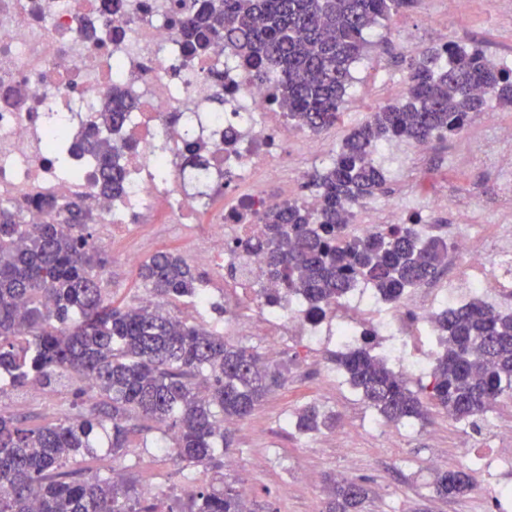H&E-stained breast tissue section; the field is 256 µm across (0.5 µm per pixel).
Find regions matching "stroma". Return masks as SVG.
<instances>
[{"label":"stroma","mask_w":512,"mask_h":512,"mask_svg":"<svg viewBox=\"0 0 512 512\" xmlns=\"http://www.w3.org/2000/svg\"><path fill=\"white\" fill-rule=\"evenodd\" d=\"M404 30L413 33L411 43L402 41ZM370 39L371 47L352 72L339 121L323 132V153L312 158L299 144H292L290 169L272 185L273 195L307 193L310 175L329 163L353 129L372 112L404 99L409 61L426 48L450 41L480 48L512 66V0H458L453 17L447 14L445 0H415L412 8L392 14L376 27ZM486 109L495 113L496 124L475 116L462 136L436 141L428 154L421 156L412 145L392 142L377 156L385 184L381 193L369 198V205L397 208L408 218L421 216L448 238L463 224L474 225L484 236L494 234L496 225H512V202L498 191V170L461 148L462 139L490 140L496 136L497 124H512L511 106L491 99ZM427 181L447 183V201L415 202L418 187ZM472 199L482 201V211L467 209ZM90 230L108 259L104 288L114 305L131 306L140 304L146 290L135 276L130 256L144 260L170 251L194 263L192 248L206 243L210 226L204 221L178 228L134 224L106 234L94 224ZM280 348L278 367L287 382L249 418L238 422L233 431L235 445L221 467H190L192 479L184 481L179 464L159 447L160 432L151 429L133 432L124 455L101 452L86 457L83 468L90 474L119 470L139 492L162 489L167 503L188 502L190 484L217 487L235 481L250 487L246 497L250 512H323L331 480L341 472L368 488L365 512H496L481 468L472 469L473 489L455 499L436 497L433 482L437 472L466 467L470 452L512 446L507 438L512 432V400H500L489 412L494 427L478 433L435 409L425 422L397 425V434L391 437L384 430L369 428L374 412L350 384L322 385V374L336 370L333 349L290 341L281 342ZM74 390L68 381L8 390L0 394V414L25 418L32 425L48 424L71 411ZM311 403L334 414L337 425L347 428L343 447L328 442L325 431L302 434L295 430L294 415ZM259 457L267 461L260 470L253 466Z\"/></svg>","instance_id":"stroma-1"}]
</instances>
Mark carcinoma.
I'll return each mask as SVG.
<instances>
[{"label":"carcinoma","mask_w":512,"mask_h":512,"mask_svg":"<svg viewBox=\"0 0 512 512\" xmlns=\"http://www.w3.org/2000/svg\"><path fill=\"white\" fill-rule=\"evenodd\" d=\"M414 0H182L175 24L190 55L231 46L270 82L269 99L300 128L318 132L340 116L352 65L367 51L366 35ZM494 98L512 106V69L480 49L452 42L411 59L403 102L389 105L342 142L321 172L310 176L319 196L310 212L294 202L269 211L264 236L249 244L266 255V274L283 294L309 311L349 296L367 280L388 300L435 278L447 258L443 238H421L412 224L381 229L370 238L342 240L350 207L382 189L373 154L381 142L409 143L459 134ZM132 105L117 87L71 148L91 153L98 187L118 193L123 172L118 147L105 132L118 130ZM63 138L48 136L57 165L69 169ZM48 220L22 224L0 206V392L69 378L77 395L94 401L76 414L32 428L0 415V512H159V497L134 496L112 476L89 474L83 458L108 440L115 455L129 448L135 421H150L171 441V457L207 466L233 446L226 421L251 416L286 382L266 357L224 334L170 314L168 304L192 296L199 281L188 263L158 252L137 267L157 299L112 305L102 287L107 258L94 244L87 208L76 198L43 203ZM445 346L435 358L428 397L409 378L371 353V337L336 355V367L386 423L423 422L431 408L479 427L503 397H512V314L482 302L450 309L439 319ZM336 419L317 406L297 415L301 433ZM473 488L463 469L442 471L435 494L455 498ZM368 489L333 483L326 512H363ZM166 512H248L231 483L201 487Z\"/></svg>","instance_id":"obj_1"}]
</instances>
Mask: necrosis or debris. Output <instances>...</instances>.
I'll list each match as a JSON object with an SVG mask.
<instances>
[{"instance_id": "4bbe7bcc", "label": "necrosis or debris", "mask_w": 512, "mask_h": 512, "mask_svg": "<svg viewBox=\"0 0 512 512\" xmlns=\"http://www.w3.org/2000/svg\"><path fill=\"white\" fill-rule=\"evenodd\" d=\"M175 4L122 0L107 13L103 0H0V205L26 224L44 221V199L62 204L77 196L91 203L92 223L106 226L157 214L170 225L193 224L209 213L210 243L194 256L223 277L224 287H201L191 301L201 316L251 286L275 291L262 255L244 244L263 234L267 212L289 202L266 191L288 168L289 143L300 141L309 155L320 153L322 143L269 105L268 85L255 81L230 47L183 56L169 23ZM116 85L135 107L120 129L124 190L104 196L92 179V157L76 158L69 175L59 172L46 130L59 117L68 136H76ZM217 92L224 107L215 111L208 101ZM200 138L209 171L203 183L193 180L185 162ZM448 257L455 265L444 288H412L389 305L373 288H359L315 317L285 301L261 303L254 320L234 318L229 325L340 350L371 333L384 344L381 358L423 374L441 346V312L475 300L493 303L512 276V247L499 238L479 240L460 229Z\"/></svg>"}]
</instances>
